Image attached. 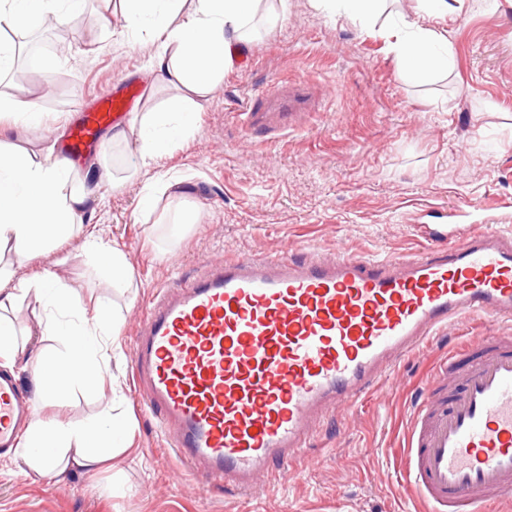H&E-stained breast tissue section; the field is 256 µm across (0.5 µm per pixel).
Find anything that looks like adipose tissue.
<instances>
[{
    "mask_svg": "<svg viewBox=\"0 0 512 512\" xmlns=\"http://www.w3.org/2000/svg\"><path fill=\"white\" fill-rule=\"evenodd\" d=\"M88 0H0V24L10 29L32 27L49 14L80 13ZM259 0H119L129 33L149 25L158 44L149 70L179 94L166 108L144 113L138 124L112 132L115 141H134L143 166L183 138L192 128L200 101L232 66L249 41L248 26ZM440 32L410 30L397 35L396 45L412 78L448 66L447 50L438 48ZM69 166L46 154L30 161L26 150L15 147L0 163V247H10L17 262L30 260L38 246L68 235L71 227L98 201L97 186L70 183ZM51 298L73 310L80 321L70 330L58 322L49 332L66 336L67 349L58 354H27L13 326L0 319V359L21 361L33 369L58 366L65 373L63 387L104 388L101 364L90 354L100 337H116L118 329L103 317L101 306H87L52 271H44L34 299ZM127 425L112 415L102 422L71 425L49 416L38 417L14 450L15 461L44 476L51 470H96L129 449Z\"/></svg>",
    "mask_w": 512,
    "mask_h": 512,
    "instance_id": "1",
    "label": "adipose tissue"
}]
</instances>
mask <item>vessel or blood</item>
I'll return each instance as SVG.
<instances>
[{"mask_svg":"<svg viewBox=\"0 0 512 512\" xmlns=\"http://www.w3.org/2000/svg\"><path fill=\"white\" fill-rule=\"evenodd\" d=\"M139 90L117 82L78 114L63 153L100 142ZM251 131L294 128L248 112ZM512 323V235L452 224L428 252L377 260L239 256L161 289L142 313L132 376L169 448L204 488L241 498L277 483L335 408L381 385L451 321ZM406 438L407 489L428 512H481L512 497V336L480 339L426 383ZM36 404L0 373V447Z\"/></svg>","mask_w":512,"mask_h":512,"instance_id":"obj_1","label":"vessel or blood"}]
</instances>
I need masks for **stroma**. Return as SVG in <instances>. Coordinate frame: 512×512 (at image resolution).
<instances>
[{
    "mask_svg": "<svg viewBox=\"0 0 512 512\" xmlns=\"http://www.w3.org/2000/svg\"><path fill=\"white\" fill-rule=\"evenodd\" d=\"M258 12L283 20L259 27L211 88L192 133L157 159L153 170L177 186L160 196L154 218L142 211L150 172L141 170L134 143L96 147L71 166L76 179L103 174L101 204L84 229L23 264L0 251V267L18 290L5 316L27 352L64 349L60 337L43 332L62 312L27 293L42 270H53L86 303L119 315L122 361L106 367V384L117 395L116 414L133 431L132 450L99 470L58 477L31 475L0 450V512H424L404 486L397 450L428 399L425 383L449 352L497 335L505 324L480 317L450 323L395 366L385 393H367L331 416L279 486L237 500L217 485L200 488L179 467L140 406L131 360L141 310L201 261L271 256L287 242L325 255L419 254L437 245L422 234L424 224L512 232V0H462L442 19L423 11L420 0H387L367 28L313 0H260ZM400 21L443 32L447 70L406 77L392 48L391 29ZM72 22L49 15L22 34L28 52L0 88L35 96L45 122L28 129L0 120V155L22 145L42 160L74 113L117 80L145 88L127 114L131 121L173 96L148 71L157 48L149 29L133 48L121 12L65 34ZM46 75L56 78L48 89ZM298 82L308 90L302 126L269 137L245 131L242 113L277 111L274 90ZM187 213L190 224L171 230L170 220ZM90 233L125 253L132 270L126 287L113 286L95 265ZM101 403L98 390L76 388L51 413L63 423H93Z\"/></svg>",
    "mask_w": 512,
    "mask_h": 512,
    "instance_id": "1",
    "label": "stroma"
}]
</instances>
